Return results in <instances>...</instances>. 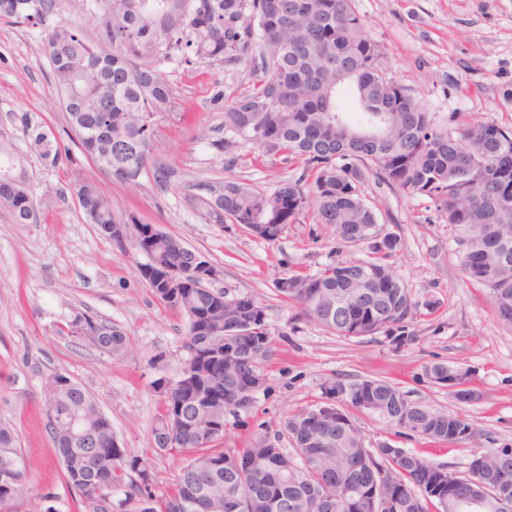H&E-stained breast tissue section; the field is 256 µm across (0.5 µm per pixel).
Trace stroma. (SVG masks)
<instances>
[{"label":"stroma","instance_id":"stroma-1","mask_svg":"<svg viewBox=\"0 0 512 512\" xmlns=\"http://www.w3.org/2000/svg\"><path fill=\"white\" fill-rule=\"evenodd\" d=\"M364 35L378 44L390 77L449 133L490 123L512 130V0H354ZM98 0H53L45 24L0 21V135L25 159L37 202L36 218L15 223L0 209V424L11 427L28 461L26 502L54 494L60 512H88L64 480L50 433L45 383L70 376L96 399L121 447L147 458L162 495L189 455L156 451L151 428L163 403L157 379L174 381L187 357V318L154 297L137 261L125 257L95 225L86 223L73 187L96 179L116 215H132L181 238L221 272L215 288L250 297L266 312L273 352L253 407L224 416V445L257 442L289 447L284 424L323 404L334 378L382 379L405 397L459 415L471 441L451 445L396 427L379 414L351 410L367 447L389 444L431 464L466 474L474 450L512 448V325L502 323L484 288L467 282L454 232L429 198L367 181L362 192L379 217L381 234L399 245L391 257L416 304L404 325L372 336L336 335L282 300L278 278L313 274L322 267L364 258L365 250L341 245L323 224H292L273 244L241 224L206 220L202 202L233 177L265 193L297 163L264 156L253 145L224 140V103L250 91L265 58L235 67L223 63L163 64L173 97L157 121V136L137 183L100 173L82 152L61 106L49 59L40 49L47 28L62 25L96 32ZM53 130L61 159L52 165L29 150L26 126ZM239 157L225 171L227 153ZM436 309H428V302ZM108 320L128 336L123 355L100 353L64 334L75 314ZM442 364L465 374L480 398L458 401L430 378Z\"/></svg>","mask_w":512,"mask_h":512}]
</instances>
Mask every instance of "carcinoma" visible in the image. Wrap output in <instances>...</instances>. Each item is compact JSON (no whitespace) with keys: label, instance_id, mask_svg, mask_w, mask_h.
<instances>
[{"label":"carcinoma","instance_id":"carcinoma-1","mask_svg":"<svg viewBox=\"0 0 512 512\" xmlns=\"http://www.w3.org/2000/svg\"><path fill=\"white\" fill-rule=\"evenodd\" d=\"M103 31L91 36L57 25L47 31L41 50L54 81L74 103L63 101L79 145L107 174L134 184L146 169L156 137L157 117L170 102L171 89L161 65L179 55L192 60H246L263 43L271 60L254 88L224 104V129L264 154L295 161L298 176L286 177L271 194L232 178L224 193L205 202L217 224L228 218L250 228L264 225L268 243L285 233L282 224L310 219L327 225L347 246L364 247L367 258L328 265L312 275L288 274L276 281L278 295L306 318L345 337H364L409 320L416 308L408 289L387 258L398 247L391 235L379 236L378 217L361 194L372 177L378 183L429 198L444 222L454 228L461 272L488 289L499 319L512 325V131L473 123L452 137L404 88L388 77L378 44L363 33L353 0H100ZM47 0H0V19L41 25ZM31 147L41 159L57 161L60 148L49 128L26 126ZM85 221L94 224L125 254L141 255L140 272L154 296L188 317L187 376L172 383V393L152 428L153 442L165 452L192 458L171 490L151 491L148 461L112 443V426L96 427L97 447L71 444L63 421L100 410L94 397L57 373L60 392L48 393L58 428L53 444L66 483L77 489L93 483L105 493L124 491L115 512H226L246 471L261 473L249 487L242 512H278L276 500L292 502V512H328L326 497L342 487L356 492L335 512H372L370 499L384 495L391 512H450L474 488L485 497L481 512H512V451L488 448L475 454L469 474L448 483V470L402 448L365 446L355 425L320 429L313 439L304 430L312 411L288 419L286 432L300 464L285 474L278 468L280 448L263 443L237 451L224 443V393L260 371L272 352L264 331L250 339L224 342L250 304L226 300L224 291L191 279L184 288L170 277L199 269L202 254L183 240L132 215L115 216L95 182L75 187ZM0 208L18 224L36 213L24 158L0 142ZM346 304L336 309V290ZM110 352L123 354L127 336L118 326L104 327ZM327 397L342 393L353 406L372 403L396 426L416 435L458 444L472 438L459 416L409 402L395 386L376 379L335 380ZM183 415L182 430L164 433L166 421ZM0 470L12 467L0 483V512L25 494L27 463L13 430L0 425Z\"/></svg>","mask_w":512,"mask_h":512}]
</instances>
